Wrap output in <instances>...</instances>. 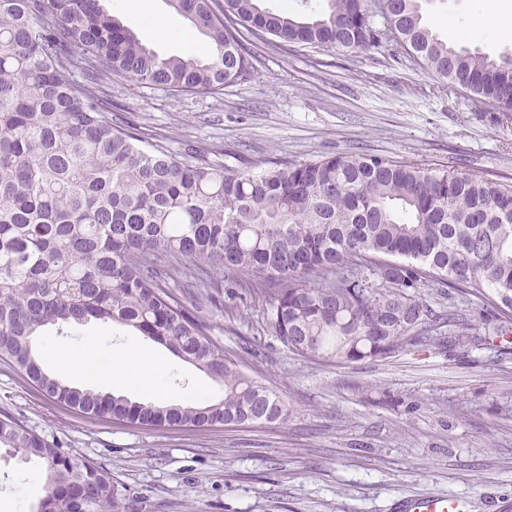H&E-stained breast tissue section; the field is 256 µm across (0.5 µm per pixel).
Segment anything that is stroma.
Listing matches in <instances>:
<instances>
[{
	"label": "stroma",
	"instance_id": "stroma-1",
	"mask_svg": "<svg viewBox=\"0 0 512 512\" xmlns=\"http://www.w3.org/2000/svg\"><path fill=\"white\" fill-rule=\"evenodd\" d=\"M102 5L159 55L183 51L188 22L167 0L145 6L168 21L160 39L129 13L123 0ZM483 0H428L425 17L438 33L449 23L454 43L496 57L512 41L472 24ZM449 33V32H448ZM254 73L211 93L103 81L146 140L176 154L195 150L233 168L269 159L305 162L339 153L383 155L423 167L512 181V123L447 80L423 60L383 42L347 55L313 45L256 43ZM182 270L163 284L191 313L205 317L227 355L264 380L290 406L287 421L208 428H148L93 418L51 402L0 361V411L15 417L71 456L108 469L126 512H397L401 498L443 495L467 500L470 512L512 505V351L490 345L449 351L408 347L384 360L343 365L289 351L264 316L265 301L246 275ZM423 300L491 330L486 298L426 286ZM93 342L108 359L143 345L137 332L96 322L47 327L40 344L48 372L51 352ZM166 400L215 394L203 372L166 347ZM403 395L399 407L385 393ZM45 494L38 463L0 448V512H36Z\"/></svg>",
	"mask_w": 512,
	"mask_h": 512
}]
</instances>
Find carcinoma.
<instances>
[{
    "mask_svg": "<svg viewBox=\"0 0 512 512\" xmlns=\"http://www.w3.org/2000/svg\"><path fill=\"white\" fill-rule=\"evenodd\" d=\"M207 38L161 57L100 0H0V360L53 402L144 427L284 422L286 401L224 354L205 321L161 285L190 264L259 279L267 319L292 353L327 363L386 359L406 347L512 348V182L338 153L270 160L255 172L182 160L114 125L100 82L220 90L254 72L245 38L351 54L378 46L368 0H323L311 17L261 0H168ZM424 0H384L394 41L442 79L512 120V57L460 49L424 21ZM77 68L85 81L69 79ZM431 283L486 288L498 311L479 335L418 296ZM119 325L168 348L223 389L216 402L156 406L49 374L48 326ZM448 324V336L435 335ZM0 447L45 472L37 512H122L112 474L78 461L10 416Z\"/></svg>",
    "mask_w": 512,
    "mask_h": 512,
    "instance_id": "1",
    "label": "carcinoma"
}]
</instances>
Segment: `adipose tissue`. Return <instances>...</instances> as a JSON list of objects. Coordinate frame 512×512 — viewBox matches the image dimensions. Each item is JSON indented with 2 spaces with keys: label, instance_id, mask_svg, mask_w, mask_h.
Segmentation results:
<instances>
[{
  "label": "adipose tissue",
  "instance_id": "adipose-tissue-1",
  "mask_svg": "<svg viewBox=\"0 0 512 512\" xmlns=\"http://www.w3.org/2000/svg\"><path fill=\"white\" fill-rule=\"evenodd\" d=\"M55 359L72 377L108 384L128 380L143 395L158 394L163 363L148 347L126 349L106 364L99 362L94 349L88 345L58 349Z\"/></svg>",
  "mask_w": 512,
  "mask_h": 512
}]
</instances>
